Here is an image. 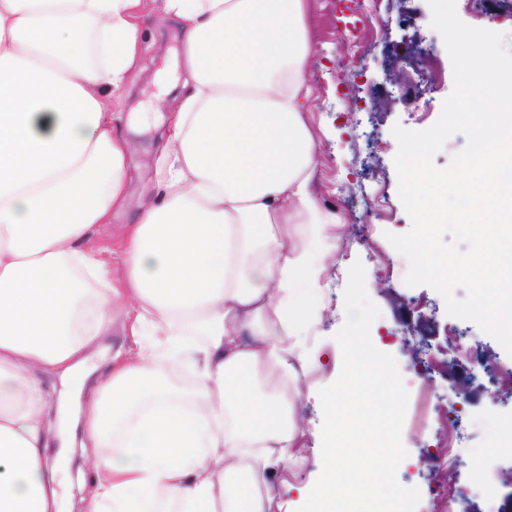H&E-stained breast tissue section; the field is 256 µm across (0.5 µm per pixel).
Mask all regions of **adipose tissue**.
Returning <instances> with one entry per match:
<instances>
[{"label":"adipose tissue","instance_id":"ef3b65f1","mask_svg":"<svg viewBox=\"0 0 512 512\" xmlns=\"http://www.w3.org/2000/svg\"><path fill=\"white\" fill-rule=\"evenodd\" d=\"M184 24L186 79L155 195L118 259L90 241L127 205L130 138L113 124L149 0H0V512H61L42 375L83 383L82 354L131 304L145 344L76 420L98 454L86 512H271L301 464L292 394L317 320L332 224L310 187L304 0H159ZM186 361L182 393L162 360ZM306 512H346L340 468Z\"/></svg>","mask_w":512,"mask_h":512}]
</instances>
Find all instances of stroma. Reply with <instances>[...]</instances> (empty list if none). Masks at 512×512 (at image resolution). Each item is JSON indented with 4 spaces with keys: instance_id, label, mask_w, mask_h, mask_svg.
<instances>
[{
    "instance_id": "stroma-1",
    "label": "stroma",
    "mask_w": 512,
    "mask_h": 512,
    "mask_svg": "<svg viewBox=\"0 0 512 512\" xmlns=\"http://www.w3.org/2000/svg\"><path fill=\"white\" fill-rule=\"evenodd\" d=\"M456 11L470 26L506 33V46L512 49V0H502L492 12L485 0H456ZM431 17L427 0H306L309 51L303 73L313 89L306 112L316 153L311 186L322 210L336 215L338 222L330 230L335 248L325 259L317 300L321 319L310 338L313 354L299 371L306 435L298 451L307 456L308 466L287 470L282 478L311 493L319 491L325 458L318 391L333 383L342 368V351L334 335L345 322L343 295L349 269L359 262L365 268L366 292L380 311L370 327V339L379 351L395 358L408 392L402 428L408 455L397 469V479L403 487L419 490L416 512H445L447 459L439 445L445 435H452L459 451V484H470L479 464L496 473L483 494L467 505L468 512H484L490 499L512 503V484L506 480L512 473V448H499L491 434L492 424L512 425V395L500 391L494 377L495 370L512 367V355L475 323L448 315L444 298L432 287L407 285L409 261L387 239L388 234H403L411 227L398 196V141L392 128L431 127L454 89L451 60ZM142 25V66L131 72L124 97L112 105L115 122L122 127L135 110L163 120L157 105L170 106L175 99L172 85L154 82L153 69L158 63L171 68L169 50L177 44L179 25L158 10ZM421 49L433 57L431 87L422 83L411 64ZM398 57L406 65L405 77L397 84L389 73ZM132 139L133 162L142 174L131 192L130 205L135 208L146 201L155 176L158 140L153 130L133 134ZM458 336L471 347V366L439 373L423 369L426 354L447 350ZM135 350L122 320H115L111 331L89 349L96 369L84 383V395L97 386L106 359ZM447 406L454 410L447 430L435 429L434 409ZM46 455L63 459L74 499L89 497L94 448L74 446L65 458L53 445Z\"/></svg>"
}]
</instances>
